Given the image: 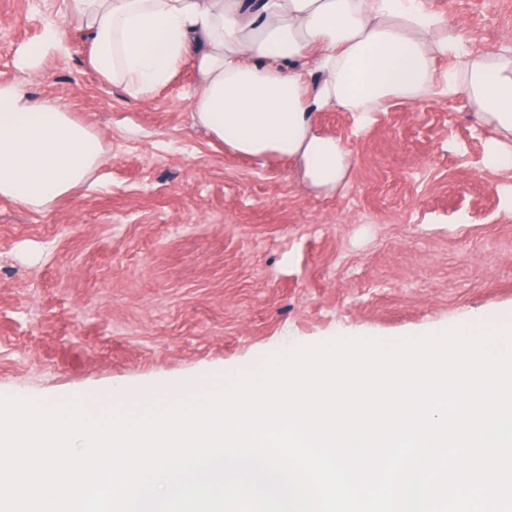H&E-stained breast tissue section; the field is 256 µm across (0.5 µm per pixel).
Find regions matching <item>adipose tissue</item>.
Returning a JSON list of instances; mask_svg holds the SVG:
<instances>
[{"mask_svg": "<svg viewBox=\"0 0 512 512\" xmlns=\"http://www.w3.org/2000/svg\"><path fill=\"white\" fill-rule=\"evenodd\" d=\"M88 66L148 99L184 63L196 74L195 123L234 152L298 161L311 186L333 190L350 167L317 113L360 115L391 99L464 94L476 120L512 135V45L464 52L426 0H74ZM461 53L438 73L437 57ZM100 136L52 98L0 80V199L47 209L102 163Z\"/></svg>", "mask_w": 512, "mask_h": 512, "instance_id": "ef3b65f1", "label": "adipose tissue"}]
</instances>
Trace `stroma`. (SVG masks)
Here are the masks:
<instances>
[{
    "mask_svg": "<svg viewBox=\"0 0 512 512\" xmlns=\"http://www.w3.org/2000/svg\"><path fill=\"white\" fill-rule=\"evenodd\" d=\"M490 57L512 0H429ZM73 0H0V80L65 103L105 148L89 182L33 211L0 199V395L64 402L257 368L298 344L393 341L512 312V168L465 96L394 100L325 136L351 165L333 191L296 161L213 142L184 65L149 100L102 82ZM65 54L20 64L47 22Z\"/></svg>",
    "mask_w": 512,
    "mask_h": 512,
    "instance_id": "1",
    "label": "stroma"
}]
</instances>
